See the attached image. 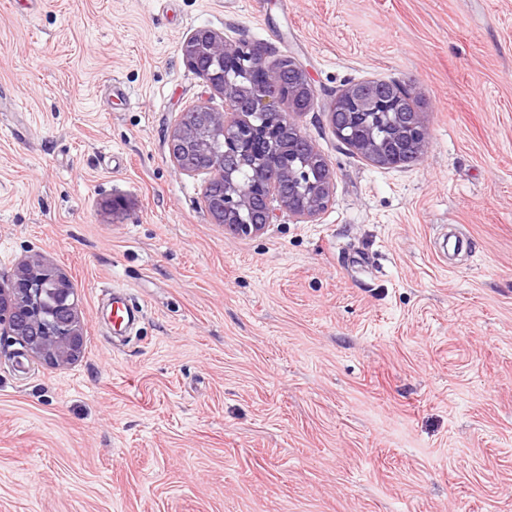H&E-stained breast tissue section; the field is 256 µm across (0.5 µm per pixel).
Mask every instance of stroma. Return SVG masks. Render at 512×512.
Segmentation results:
<instances>
[{"instance_id":"35a3bbf8","label":"stroma","mask_w":512,"mask_h":512,"mask_svg":"<svg viewBox=\"0 0 512 512\" xmlns=\"http://www.w3.org/2000/svg\"><path fill=\"white\" fill-rule=\"evenodd\" d=\"M202 28L307 71L316 221L225 234L172 162L224 108ZM376 79L428 129L409 166L329 123ZM34 254L84 353L0 351V512H512V0H0V282ZM138 309L130 306L125 299L113 295L112 296V324L114 327L127 328L133 325L138 317Z\"/></svg>"}]
</instances>
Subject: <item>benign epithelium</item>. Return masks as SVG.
I'll list each match as a JSON object with an SVG mask.
<instances>
[{
	"instance_id": "1",
	"label": "benign epithelium",
	"mask_w": 512,
	"mask_h": 512,
	"mask_svg": "<svg viewBox=\"0 0 512 512\" xmlns=\"http://www.w3.org/2000/svg\"><path fill=\"white\" fill-rule=\"evenodd\" d=\"M181 51L186 65L224 98V111L200 103L190 111L193 123L178 125L169 136V154L180 170L209 175L204 195L216 223L235 237L250 238L274 223L279 208L302 220L325 211L333 195L330 165L292 120L316 100L306 70L292 66L294 83L286 85L260 47L247 40L228 43L211 30L193 34ZM258 66L265 71L260 85L251 79ZM375 85L379 82L352 84L331 103L329 120L338 123L341 142L379 167L401 166L409 154L421 158L429 137L420 113L402 114L396 133L383 139L359 121L361 112L393 107L401 97L392 89L381 98L367 97ZM260 134L267 147L255 166V181L241 183L236 172ZM14 345L54 367L83 353L84 322L75 288L39 255L22 260L13 277L0 284V347Z\"/></svg>"
}]
</instances>
